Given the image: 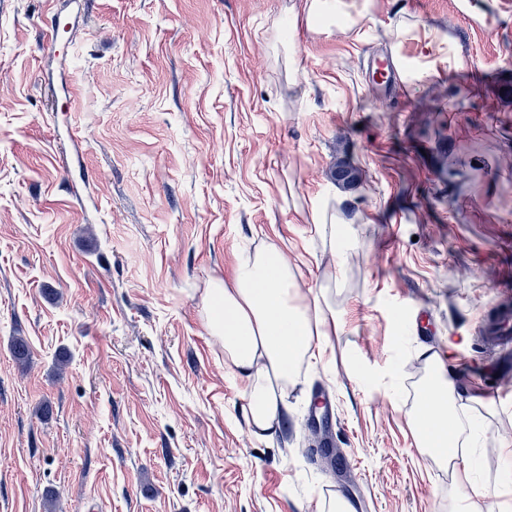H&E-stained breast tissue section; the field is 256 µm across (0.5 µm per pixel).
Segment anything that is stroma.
I'll return each instance as SVG.
<instances>
[{"mask_svg":"<svg viewBox=\"0 0 512 512\" xmlns=\"http://www.w3.org/2000/svg\"><path fill=\"white\" fill-rule=\"evenodd\" d=\"M302 2L0 12V512H328L330 480L361 512L506 500L512 353L477 328L512 308V0H374L347 29ZM55 13L79 34L50 53ZM387 52L421 78L373 90ZM270 246L336 331L260 441L202 300ZM434 357L465 488L408 419Z\"/></svg>","mask_w":512,"mask_h":512,"instance_id":"obj_1","label":"stroma"}]
</instances>
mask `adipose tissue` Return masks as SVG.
<instances>
[{
  "label": "adipose tissue",
  "mask_w": 512,
  "mask_h": 512,
  "mask_svg": "<svg viewBox=\"0 0 512 512\" xmlns=\"http://www.w3.org/2000/svg\"><path fill=\"white\" fill-rule=\"evenodd\" d=\"M292 277L269 248L239 263L231 282L213 281L204 298L205 326L223 344L225 365L245 384L242 414L260 439L273 435L300 363L322 354L325 336L336 329L335 315L294 300ZM457 399L455 382L440 364L421 390V409L411 414L420 447L433 450L443 464L453 433L442 417Z\"/></svg>",
  "instance_id": "obj_1"
}]
</instances>
